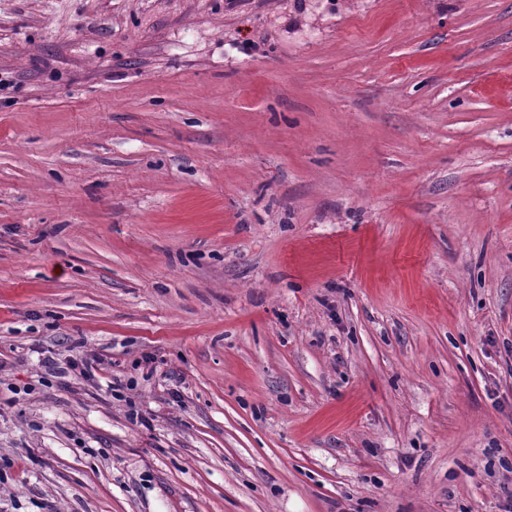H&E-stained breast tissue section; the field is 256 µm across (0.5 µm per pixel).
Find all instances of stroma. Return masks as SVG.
I'll list each match as a JSON object with an SVG mask.
<instances>
[{
  "instance_id": "1",
  "label": "stroma",
  "mask_w": 512,
  "mask_h": 512,
  "mask_svg": "<svg viewBox=\"0 0 512 512\" xmlns=\"http://www.w3.org/2000/svg\"><path fill=\"white\" fill-rule=\"evenodd\" d=\"M0 512H512V0H0ZM100 365L101 360L95 354L88 353V351L68 360L70 370L86 380L95 377L96 371L100 370Z\"/></svg>"
}]
</instances>
